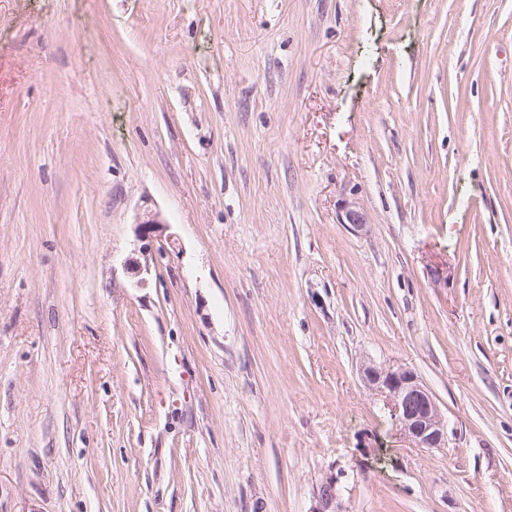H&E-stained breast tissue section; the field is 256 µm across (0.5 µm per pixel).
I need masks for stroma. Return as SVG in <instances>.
<instances>
[{"label": "stroma", "mask_w": 512, "mask_h": 512, "mask_svg": "<svg viewBox=\"0 0 512 512\" xmlns=\"http://www.w3.org/2000/svg\"><path fill=\"white\" fill-rule=\"evenodd\" d=\"M0 512H512V0H0ZM362 380L384 398L391 419L418 448H444L448 426L417 374L406 368H385L374 362L362 368Z\"/></svg>", "instance_id": "1"}]
</instances>
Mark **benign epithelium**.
<instances>
[{
    "mask_svg": "<svg viewBox=\"0 0 512 512\" xmlns=\"http://www.w3.org/2000/svg\"><path fill=\"white\" fill-rule=\"evenodd\" d=\"M139 238L146 241L163 221L159 214L145 212L137 219ZM362 380L384 398L391 419L418 448H443L448 426L438 406L417 374L406 368H385L374 362L362 368Z\"/></svg>",
    "mask_w": 512,
    "mask_h": 512,
    "instance_id": "obj_1",
    "label": "benign epithelium"
}]
</instances>
